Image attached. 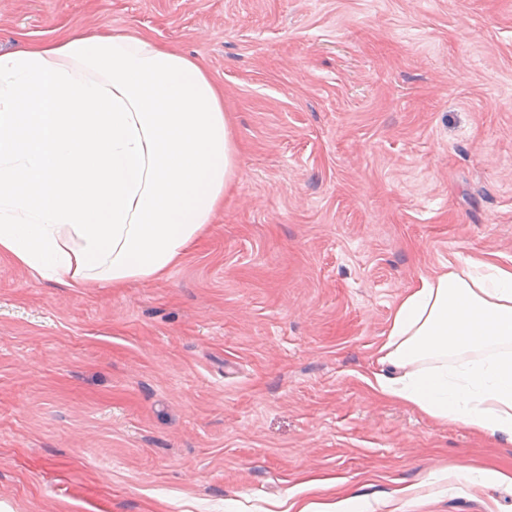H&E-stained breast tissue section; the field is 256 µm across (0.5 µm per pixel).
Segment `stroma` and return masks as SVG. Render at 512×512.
Returning a JSON list of instances; mask_svg holds the SVG:
<instances>
[{"instance_id":"1","label":"stroma","mask_w":512,"mask_h":512,"mask_svg":"<svg viewBox=\"0 0 512 512\" xmlns=\"http://www.w3.org/2000/svg\"><path fill=\"white\" fill-rule=\"evenodd\" d=\"M102 28L206 67L241 176L163 279L0 258V512H512L457 471L511 442L363 381L422 276L512 263V0H0V53Z\"/></svg>"}]
</instances>
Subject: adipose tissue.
<instances>
[{"label": "adipose tissue", "mask_w": 512, "mask_h": 512, "mask_svg": "<svg viewBox=\"0 0 512 512\" xmlns=\"http://www.w3.org/2000/svg\"><path fill=\"white\" fill-rule=\"evenodd\" d=\"M239 178L224 92L140 34L0 53V256L69 288L158 280ZM367 383L512 441V264L470 258L397 301Z\"/></svg>", "instance_id": "1"}]
</instances>
